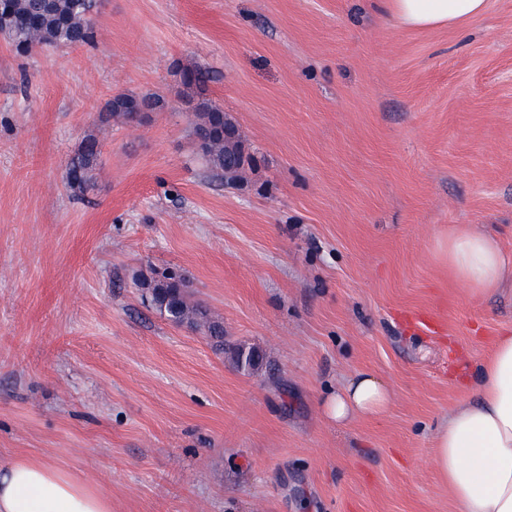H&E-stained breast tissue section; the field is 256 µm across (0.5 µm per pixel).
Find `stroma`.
Segmentation results:
<instances>
[{"label":"stroma","instance_id":"35a3bbf8","mask_svg":"<svg viewBox=\"0 0 512 512\" xmlns=\"http://www.w3.org/2000/svg\"><path fill=\"white\" fill-rule=\"evenodd\" d=\"M96 29L0 38V466L51 462L112 512H458L433 437L512 329V277L471 298L435 247L477 224L512 256V0L424 29L376 0H101ZM185 67L257 159L240 186L196 155ZM120 91L164 106L107 120ZM167 267L225 350L143 303ZM361 371L388 410L329 421ZM102 165V152L96 138L84 141L70 157L66 168V182L76 194L85 196L98 189L97 171Z\"/></svg>","mask_w":512,"mask_h":512}]
</instances>
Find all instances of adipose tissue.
Returning <instances> with one entry per match:
<instances>
[{
  "mask_svg": "<svg viewBox=\"0 0 512 512\" xmlns=\"http://www.w3.org/2000/svg\"><path fill=\"white\" fill-rule=\"evenodd\" d=\"M487 0H384L386 14L414 28L458 25L482 14ZM448 276L474 298L497 293L512 259L489 232L453 224L437 240ZM392 399L368 372L349 379L323 402L327 418L344 423L377 416ZM434 464L461 512H512V332L495 339L477 372L475 397L439 424ZM0 512H112V501L50 463L23 459L0 467Z\"/></svg>",
  "mask_w": 512,
  "mask_h": 512,
  "instance_id": "1",
  "label": "adipose tissue"
}]
</instances>
